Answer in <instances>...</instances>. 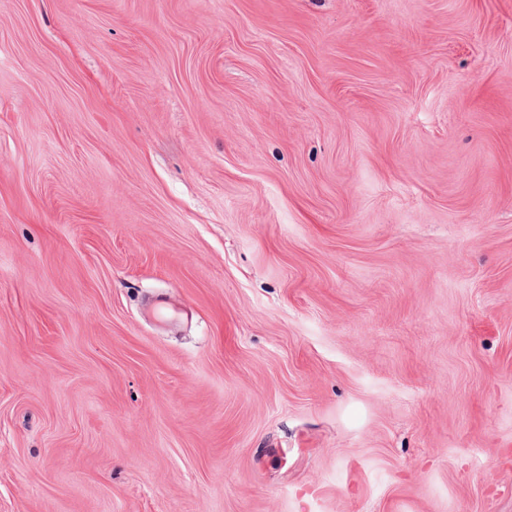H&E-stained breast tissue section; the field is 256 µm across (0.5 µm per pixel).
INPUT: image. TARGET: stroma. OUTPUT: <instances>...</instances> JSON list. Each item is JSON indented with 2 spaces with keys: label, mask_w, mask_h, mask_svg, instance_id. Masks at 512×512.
<instances>
[{
  "label": "stroma",
  "mask_w": 512,
  "mask_h": 512,
  "mask_svg": "<svg viewBox=\"0 0 512 512\" xmlns=\"http://www.w3.org/2000/svg\"><path fill=\"white\" fill-rule=\"evenodd\" d=\"M0 512H512V0H0Z\"/></svg>",
  "instance_id": "35a3bbf8"
}]
</instances>
